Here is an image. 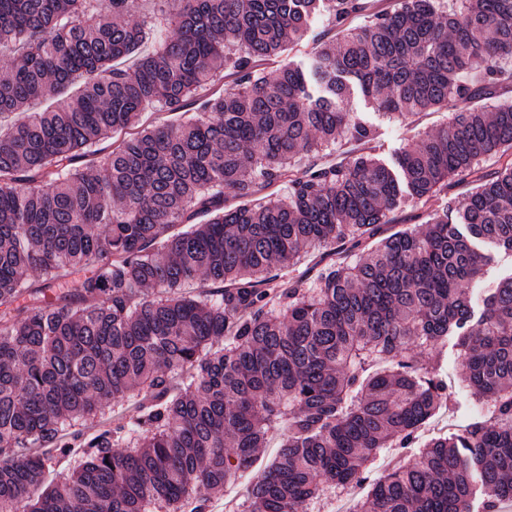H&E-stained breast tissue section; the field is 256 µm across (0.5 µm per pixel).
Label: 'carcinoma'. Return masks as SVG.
<instances>
[{
	"label": "carcinoma",
	"instance_id": "carcinoma-1",
	"mask_svg": "<svg viewBox=\"0 0 512 512\" xmlns=\"http://www.w3.org/2000/svg\"><path fill=\"white\" fill-rule=\"evenodd\" d=\"M151 2L0 0V512H210L253 470L246 512H306L393 448L413 452L354 512H501L512 274L479 312L470 292L493 261L481 245L512 254V102L454 107L512 82V0H401L359 26L361 0ZM319 14L338 40L305 68L260 70ZM218 69L234 83L198 96ZM357 94L448 122L392 165L360 153L300 169L373 139ZM149 105L179 118L132 131ZM111 133L127 138L103 155ZM451 179L473 188L423 229L311 284L277 280L306 248L364 249L405 197ZM274 185L282 197L263 194ZM450 337L481 418L421 445L450 400L421 354ZM125 402L126 419L97 421ZM28 448H77L80 463L50 480V457Z\"/></svg>",
	"mask_w": 512,
	"mask_h": 512
}]
</instances>
